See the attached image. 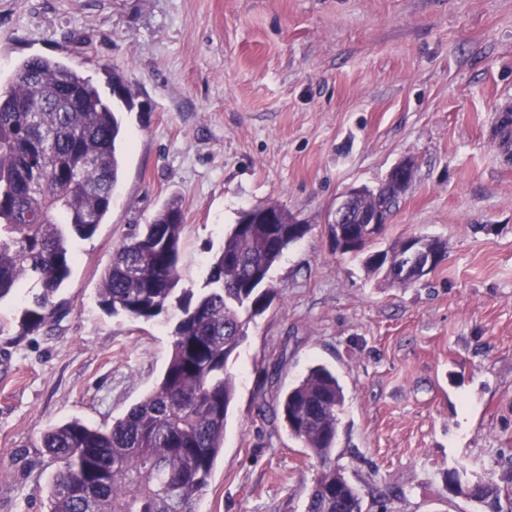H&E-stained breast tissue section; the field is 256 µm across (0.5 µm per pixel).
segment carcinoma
<instances>
[{
    "instance_id": "1",
    "label": "carcinoma",
    "mask_w": 512,
    "mask_h": 512,
    "mask_svg": "<svg viewBox=\"0 0 512 512\" xmlns=\"http://www.w3.org/2000/svg\"><path fill=\"white\" fill-rule=\"evenodd\" d=\"M123 118L89 80L67 64L31 56L0 87V303L28 282L25 330L56 313L72 275L69 235L91 237L112 203L122 168ZM396 199L382 192L357 198V209ZM259 205L240 214L224 236L197 298L175 296L180 281L184 215L178 201L147 224H132L101 275L99 304L112 316L149 321L172 302L181 311L165 367L151 391L110 423L74 418L42 437L60 468L49 483L47 512H195L207 488L236 394L226 363L247 324L270 303L269 271L287 247L286 224H257ZM400 241L370 253L369 271L386 270L396 288L413 274L396 267ZM343 389L328 368L315 366L282 399L292 436L322 465L305 512H364L363 500L328 464L336 444ZM491 512H512V471L479 482L471 494ZM507 506H502L501 499Z\"/></svg>"
}]
</instances>
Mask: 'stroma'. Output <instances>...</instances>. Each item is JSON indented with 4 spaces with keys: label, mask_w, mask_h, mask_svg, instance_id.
<instances>
[{
    "label": "stroma",
    "mask_w": 512,
    "mask_h": 512,
    "mask_svg": "<svg viewBox=\"0 0 512 512\" xmlns=\"http://www.w3.org/2000/svg\"><path fill=\"white\" fill-rule=\"evenodd\" d=\"M32 55L107 97L121 73L131 100L65 308L24 334L26 290L0 306V512H45L43 432L112 420L153 388L171 324L110 316L98 289L129 225L172 198L197 295L240 211L276 203L309 227L228 362L236 395L196 512H303L320 464L279 403L316 364L345 394L331 463L369 512H489L468 486L512 470V0H0V81ZM403 159L414 179L371 248L428 237L444 256L394 288L337 253L328 224L347 188Z\"/></svg>",
    "instance_id": "35a3bbf8"
}]
</instances>
